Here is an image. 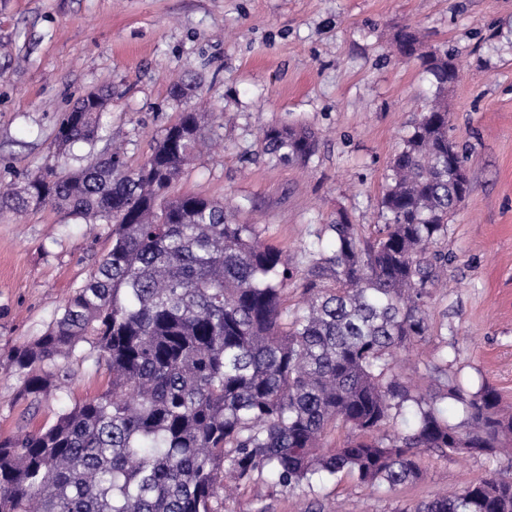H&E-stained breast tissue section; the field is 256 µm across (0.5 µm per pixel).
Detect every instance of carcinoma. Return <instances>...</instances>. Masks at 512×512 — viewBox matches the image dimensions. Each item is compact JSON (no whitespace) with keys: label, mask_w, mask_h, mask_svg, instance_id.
Masks as SVG:
<instances>
[{"label":"carcinoma","mask_w":512,"mask_h":512,"mask_svg":"<svg viewBox=\"0 0 512 512\" xmlns=\"http://www.w3.org/2000/svg\"><path fill=\"white\" fill-rule=\"evenodd\" d=\"M448 52L426 60L434 99L392 159L386 223L365 236L344 214L325 226L332 248L308 252L304 305L286 306L293 270L252 224L224 205L171 195L205 143L201 112H184L145 162L95 151L112 91L64 113L53 155L87 150L72 170L48 164L0 193V212L51 205L112 225V248L62 312L0 368L35 403L55 387L59 361L94 358L105 388L35 431L0 440V512H220L224 486L262 478L288 490L353 477L366 488L421 478L427 451L493 455L512 437L495 389L444 397L469 431L448 423L427 394L395 371L398 351L431 335L427 299L448 255L438 249L461 203L448 174V109L456 78ZM269 155L304 163L307 127H270ZM407 434L373 432L405 413ZM356 434L336 448L338 424ZM413 512H512V475L494 472Z\"/></svg>","instance_id":"carcinoma-1"}]
</instances>
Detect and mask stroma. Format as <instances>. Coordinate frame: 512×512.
I'll use <instances>...</instances> for the list:
<instances>
[{
	"instance_id": "35a3bbf8",
	"label": "stroma",
	"mask_w": 512,
	"mask_h": 512,
	"mask_svg": "<svg viewBox=\"0 0 512 512\" xmlns=\"http://www.w3.org/2000/svg\"><path fill=\"white\" fill-rule=\"evenodd\" d=\"M416 32L420 55L395 37ZM452 52L449 135L464 150L471 192L441 247L445 285L428 306L431 336L399 358L417 393L450 383L493 387L512 410V0H0V187L52 158L62 114L88 91L111 88L103 117L138 166L183 110L207 115L211 152L189 165L176 195L230 201L237 223L304 253L338 213L373 232L384 223L390 162L435 92L421 62ZM191 97L171 95L173 82ZM306 126L318 147L303 165L263 153L269 126ZM112 246V227L54 207L0 213V361L40 336ZM65 390L30 403L0 370V437L52 423L106 381L92 363H60ZM420 481L370 490L351 478L314 492L263 484L227 497L224 512H405L493 472L512 456L429 452Z\"/></svg>"
}]
</instances>
